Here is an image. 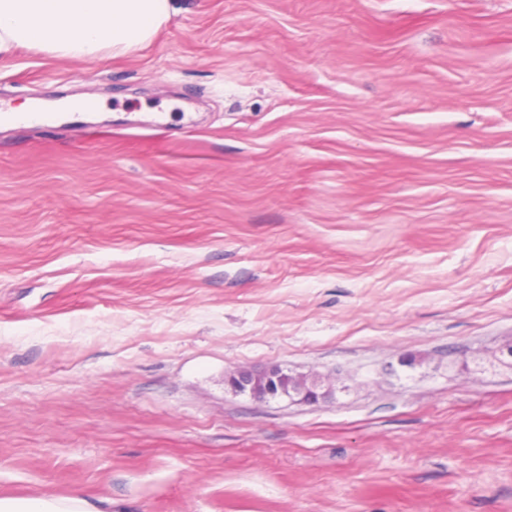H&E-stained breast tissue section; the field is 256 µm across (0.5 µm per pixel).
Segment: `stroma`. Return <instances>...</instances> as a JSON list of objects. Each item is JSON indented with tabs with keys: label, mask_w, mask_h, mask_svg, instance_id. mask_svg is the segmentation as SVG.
Segmentation results:
<instances>
[{
	"label": "stroma",
	"mask_w": 512,
	"mask_h": 512,
	"mask_svg": "<svg viewBox=\"0 0 512 512\" xmlns=\"http://www.w3.org/2000/svg\"><path fill=\"white\" fill-rule=\"evenodd\" d=\"M175 8L0 64V497L512 512V0ZM288 373L274 367L262 372L249 370H238L228 380V386L233 392H248L250 396L258 401L286 395L285 380Z\"/></svg>",
	"instance_id": "obj_1"
}]
</instances>
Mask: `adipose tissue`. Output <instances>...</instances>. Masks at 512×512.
Listing matches in <instances>:
<instances>
[{
  "instance_id": "obj_1",
  "label": "adipose tissue",
  "mask_w": 512,
  "mask_h": 512,
  "mask_svg": "<svg viewBox=\"0 0 512 512\" xmlns=\"http://www.w3.org/2000/svg\"><path fill=\"white\" fill-rule=\"evenodd\" d=\"M172 0H0V63L20 49L92 63L144 48ZM0 512H94L78 497L0 498Z\"/></svg>"
}]
</instances>
